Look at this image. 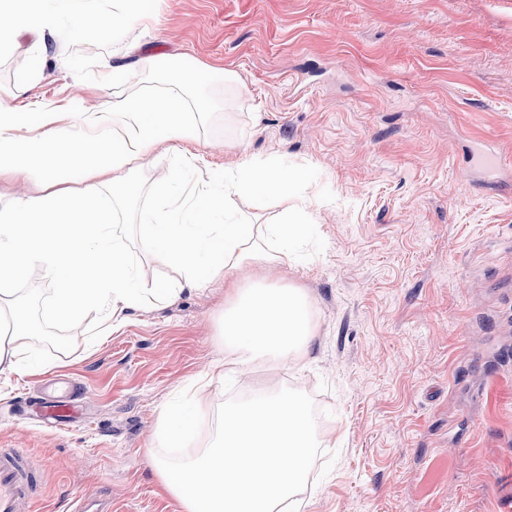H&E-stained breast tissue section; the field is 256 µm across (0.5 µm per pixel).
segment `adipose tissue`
I'll return each instance as SVG.
<instances>
[{
    "mask_svg": "<svg viewBox=\"0 0 512 512\" xmlns=\"http://www.w3.org/2000/svg\"><path fill=\"white\" fill-rule=\"evenodd\" d=\"M103 12L100 0H0V47L21 30L66 26L76 39L127 26L138 0H117ZM198 138V125L179 94L148 93L96 105L72 102L20 109L0 98V177L26 173L41 193L16 197L0 209V374L43 367L33 356L39 332L30 301L14 285L36 265L53 286L54 319L80 321L97 314L105 326L175 294V287L140 283L129 251L108 218L102 195L136 194L129 180L149 157L166 147L179 153ZM191 158L151 187L152 208L140 218V242L156 262L178 270L183 285L224 286L220 334L224 357L214 359L160 416V447L177 448L200 438L196 394L222 387L236 367L258 361L285 363L308 353L316 336L304 289L256 285L234 277L243 265H276L296 259L307 242L317 199L306 168L275 158H241L216 179L190 189L183 172ZM84 174L79 190L67 188L70 170ZM199 451L159 460L162 489L183 512H288L307 483L322 440L303 393L263 390L225 403Z\"/></svg>",
    "mask_w": 512,
    "mask_h": 512,
    "instance_id": "adipose-tissue-1",
    "label": "adipose tissue"
}]
</instances>
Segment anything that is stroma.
Masks as SVG:
<instances>
[{"label":"stroma","instance_id":"stroma-1","mask_svg":"<svg viewBox=\"0 0 512 512\" xmlns=\"http://www.w3.org/2000/svg\"><path fill=\"white\" fill-rule=\"evenodd\" d=\"M141 21L75 40L24 33L0 48V94L16 105L94 104L166 90L170 73L200 138L201 185L241 156H276L311 172L318 199L305 258L236 272L303 288L317 336L304 359L238 370L198 392L206 417L238 388L296 387L329 421L304 512H512V187L488 198L469 152L486 141L512 172V0H142ZM46 58L32 75L30 55ZM124 66L101 88L96 63ZM215 69L207 86L193 69ZM243 96L225 99L224 74ZM177 159L154 153L139 194L112 220L142 281L177 278L139 241L151 184ZM40 268L16 285L45 330L77 345L34 341L42 374L0 376V448H29L45 467L34 512H64L78 493L112 512H181L157 487L151 456L160 413L223 355L220 288L184 290L126 311L111 333L95 318L48 316ZM78 377L88 425L21 419L17 400L41 375Z\"/></svg>","mask_w":512,"mask_h":512}]
</instances>
